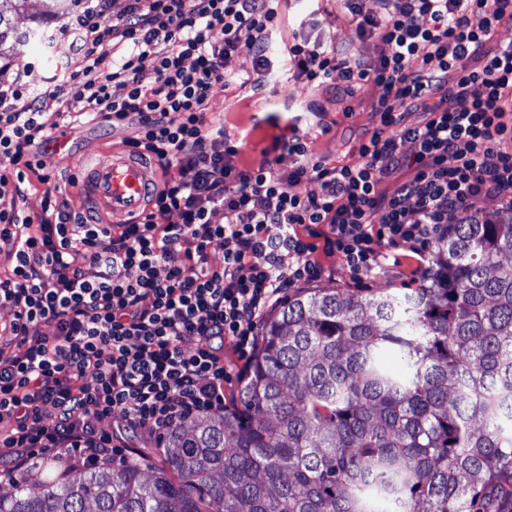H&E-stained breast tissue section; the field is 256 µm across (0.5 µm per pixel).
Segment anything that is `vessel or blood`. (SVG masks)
Instances as JSON below:
<instances>
[{"label": "vessel or blood", "mask_w": 512, "mask_h": 512, "mask_svg": "<svg viewBox=\"0 0 512 512\" xmlns=\"http://www.w3.org/2000/svg\"><path fill=\"white\" fill-rule=\"evenodd\" d=\"M47 149L74 157L83 177V194L110 221L136 217L149 209V191L157 177L153 163L125 150L99 158L78 156L68 134L54 132Z\"/></svg>", "instance_id": "vessel-or-blood-1"}]
</instances>
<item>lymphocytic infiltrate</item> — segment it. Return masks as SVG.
<instances>
[{"instance_id": "lymphocytic-infiltrate-1", "label": "lymphocytic infiltrate", "mask_w": 512, "mask_h": 512, "mask_svg": "<svg viewBox=\"0 0 512 512\" xmlns=\"http://www.w3.org/2000/svg\"><path fill=\"white\" fill-rule=\"evenodd\" d=\"M340 2L345 44L317 35L313 12L284 34L281 0H128L116 16L93 0L69 27L66 112L28 88L29 65L0 69V196L13 199L0 211V318L13 325L0 340L5 472L37 458L111 463L124 449L101 429L108 418L156 440L223 409L236 358L289 288L323 275L320 255L358 279L408 250L421 276L441 230L489 200L512 211V41L497 37L512 28V0H375L371 12ZM244 42L253 93L276 43L309 86L336 81L344 99L379 88L357 162L329 164L294 134L257 165L233 164L243 144L213 116L212 88L233 82ZM97 118L130 123L127 147L159 165L148 213L105 224L46 190L39 218L25 214L24 184L51 179L47 138ZM302 180L312 190L293 194Z\"/></svg>"}]
</instances>
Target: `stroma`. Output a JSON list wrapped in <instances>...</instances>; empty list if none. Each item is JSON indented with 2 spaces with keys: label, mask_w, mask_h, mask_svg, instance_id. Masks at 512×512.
<instances>
[{
  "label": "stroma",
  "mask_w": 512,
  "mask_h": 512,
  "mask_svg": "<svg viewBox=\"0 0 512 512\" xmlns=\"http://www.w3.org/2000/svg\"><path fill=\"white\" fill-rule=\"evenodd\" d=\"M69 21L66 15L47 21L48 31L55 36L53 47H46L41 40L21 41L0 57L2 68L31 63L32 70L27 78L29 86L46 92L58 91V98L48 103L47 109L51 112L66 111L70 103V95L64 90L68 77L66 59L72 53L65 32ZM274 65L277 76L267 82L262 97H250L247 88L235 84L219 83L213 89L212 105L224 119L225 133L231 139L244 142L241 162L255 163L261 160L263 153L274 152L276 146L288 138L293 126L303 134L309 151L315 156L338 164L356 160L359 144L370 137L377 125L370 112L377 89L365 90L355 97L352 102L354 111L348 116L344 114L333 86L327 84L314 89L289 79L282 52H275ZM312 99L318 101L322 117L302 113V105ZM81 131L77 147L93 157L122 147L124 140L132 135V128L127 124H86ZM323 264L325 273L316 282L320 288H344L363 297L370 293L400 294L404 289L418 285L410 275L414 262L406 256L401 257L399 264L386 266L376 278L358 283L349 280L336 257L324 258Z\"/></svg>",
  "instance_id": "1"
}]
</instances>
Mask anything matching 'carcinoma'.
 <instances>
[{
	"mask_svg": "<svg viewBox=\"0 0 512 512\" xmlns=\"http://www.w3.org/2000/svg\"><path fill=\"white\" fill-rule=\"evenodd\" d=\"M26 2L0 0V56L37 33L12 18ZM157 450L38 492L21 475L0 512H512V212L448 225L402 295L288 298L239 404Z\"/></svg>",
	"mask_w": 512,
	"mask_h": 512,
	"instance_id": "cac0c4a2",
	"label": "carcinoma"
}]
</instances>
